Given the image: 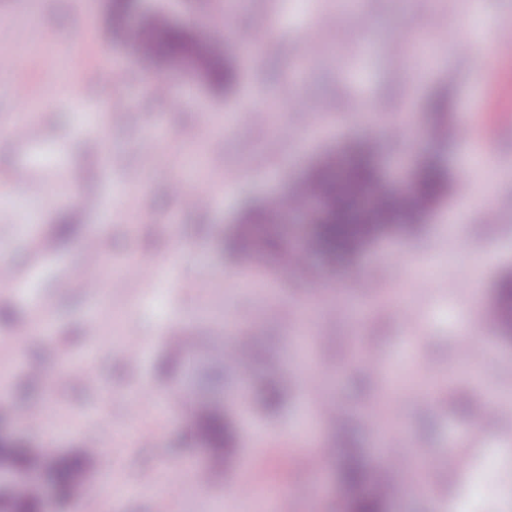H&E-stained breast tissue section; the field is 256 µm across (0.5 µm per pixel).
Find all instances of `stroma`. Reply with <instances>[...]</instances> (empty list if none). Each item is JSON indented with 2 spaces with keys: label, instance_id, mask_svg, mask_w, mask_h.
<instances>
[{
  "label": "stroma",
  "instance_id": "obj_1",
  "mask_svg": "<svg viewBox=\"0 0 512 512\" xmlns=\"http://www.w3.org/2000/svg\"><path fill=\"white\" fill-rule=\"evenodd\" d=\"M207 2L195 4V31H220L238 70L221 96L199 72L155 70L113 38L107 0H0V75L37 90L24 102L0 91V123L23 118L36 129L26 144L0 139V244L10 246L0 258L23 276L0 288V334L30 328L0 347V400L15 410L0 432L38 448L101 445L89 495L67 512H266L267 497L232 500L243 475L284 493V512H343L333 470L314 477L298 434L309 425L331 448L328 400L348 423L371 412L375 427H358L365 451L394 427L402 468L425 464L428 494L401 493L390 512H437L441 503L448 512H512V459L488 463L493 449L512 450V343L488 331L493 285L512 271V140L489 136L512 126V57L478 52L462 26L473 0H236L220 17ZM246 25L267 31L262 51L240 52ZM51 43L69 46L67 57ZM113 60L126 61L123 76L111 74ZM159 78L180 91L184 117L150 92ZM442 90L454 107L452 139L439 147L425 104ZM408 113L418 141L381 137ZM353 135L378 139L384 162L403 154L414 165L436 147L447 157L448 194L418 233L371 239L349 267L316 277L285 279L223 255L217 232L239 224L246 202L279 196ZM474 142L498 174L482 180L466 166ZM22 167L37 173L34 183H15ZM219 167L224 183L209 210L187 209L170 190ZM65 169L81 176L96 208L83 209L82 194L58 180ZM481 198L487 208H472ZM64 217L72 231L61 237ZM42 237L53 245L39 259ZM92 237L102 268L141 261L155 279L115 278L100 293L59 277L82 262ZM92 321L111 333H87ZM185 331L197 338L194 386L206 398L209 362L233 337L294 362L278 411L254 404L234 413V451L218 469L203 449H174L186 412L172 394L184 382L161 377L158 365ZM132 334L144 340L136 360L125 350ZM354 346L377 361L375 391L352 385ZM462 395L492 408L483 429L460 412ZM47 404L54 413L45 421ZM177 464L186 470L181 491L159 495Z\"/></svg>",
  "mask_w": 512,
  "mask_h": 512
}]
</instances>
